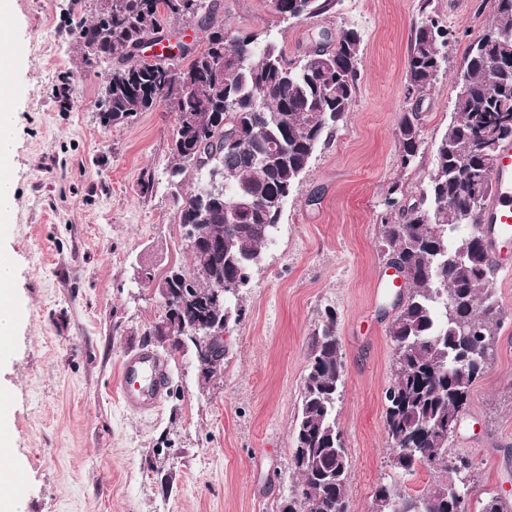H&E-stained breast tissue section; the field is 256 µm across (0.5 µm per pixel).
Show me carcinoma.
<instances>
[{"label":"carcinoma","mask_w":512,"mask_h":512,"mask_svg":"<svg viewBox=\"0 0 512 512\" xmlns=\"http://www.w3.org/2000/svg\"><path fill=\"white\" fill-rule=\"evenodd\" d=\"M191 0H112V16L97 5L93 18L79 19L83 64L93 71L108 64L100 99V122L123 123L154 103L171 99L177 114L169 176L182 185L194 172L199 145L215 151L197 179L205 183L181 199L179 224L195 225L213 244L207 269L189 251L191 269L170 268L163 276L168 296L164 328L153 323L144 343L168 336V352L190 343L197 369L210 379L224 364L226 349L202 343L197 325H228L244 310L232 306L239 291L216 290L224 284L249 286L251 268L271 241L281 210L276 200L290 195L312 155L349 110L360 77L361 34L341 31L336 46L321 44L299 62H290L273 41L258 43L251 33L226 35L213 0L196 10ZM339 0H270L285 18L318 17L336 10ZM177 19L196 21L207 32L205 48L147 62L133 53V43L160 27V9ZM512 0H495V17L464 56L454 102L455 119L435 146L428 174V194L406 203L402 183H392L380 213L383 251L403 267L406 295L390 323L395 346L392 378L385 391V431L400 434L417 447L436 453L429 465L443 471L464 457L448 451V426L465 410L473 383L493 352L495 328L502 313L493 298L496 262L483 244L481 227L493 182L486 156L512 139ZM449 29L429 16L415 26L407 58L406 98L421 99L447 61ZM224 58V78L214 65ZM117 62H112V59ZM202 94L181 93L186 78ZM400 165H413L420 153L422 126L416 112L397 123ZM244 201L241 208L237 202ZM345 364L336 337V314L325 309V323L310 341L301 409L294 427V448L310 463H293L300 490L313 494L318 512H342L349 487V464L342 432L336 424V402ZM444 480L419 497H405L386 486L375 492L378 507L388 510L397 499L405 512H456ZM481 512H512V501L496 494Z\"/></svg>","instance_id":"cac0c4a2"}]
</instances>
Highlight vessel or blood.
Segmentation results:
<instances>
[{"instance_id": "1", "label": "vessel or blood", "mask_w": 512, "mask_h": 512, "mask_svg": "<svg viewBox=\"0 0 512 512\" xmlns=\"http://www.w3.org/2000/svg\"><path fill=\"white\" fill-rule=\"evenodd\" d=\"M493 180V197L485 218V245L492 253L497 251L499 242L512 241V141L501 147ZM121 388L129 409L156 408L167 389V372L162 360L148 351L129 356L122 366Z\"/></svg>"}]
</instances>
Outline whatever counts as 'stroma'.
I'll use <instances>...</instances> for the list:
<instances>
[{
  "mask_svg": "<svg viewBox=\"0 0 512 512\" xmlns=\"http://www.w3.org/2000/svg\"><path fill=\"white\" fill-rule=\"evenodd\" d=\"M215 3L226 33L274 40L292 62L319 33L359 29L361 78L239 295L245 315L224 335L221 370L206 380L193 348L157 349L167 390L142 413L125 406L119 369L143 349L164 306L135 274L189 265L175 196L193 191L197 178L178 188L169 181L176 115L167 102L124 124H101L103 79L86 71L74 32L97 0H82L76 17L70 0H15L13 38L26 66L8 245L22 307L0 391L12 403L6 454L26 477L24 512H276L300 482L293 428L310 340L328 308L346 367L336 420L349 453L350 512H370L380 486L417 496L439 477L426 466L402 473L390 459L384 393L396 291L377 216L391 182L415 200L425 192L466 46L491 23L493 0H432L433 16L459 41L419 102L405 94L419 0H340L335 12L290 20L268 0ZM66 81L63 104L53 90ZM414 110L423 144L404 169L397 121ZM499 260L493 291L504 319L451 441L475 463L468 512H480L492 493L512 499V244Z\"/></svg>",
  "mask_w": 512,
  "mask_h": 512,
  "instance_id": "stroma-1",
  "label": "stroma"
}]
</instances>
